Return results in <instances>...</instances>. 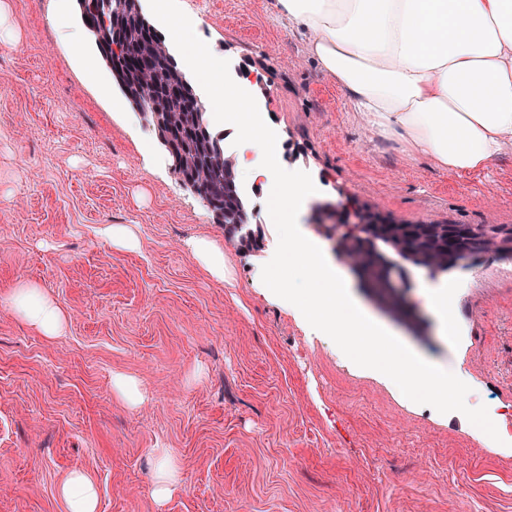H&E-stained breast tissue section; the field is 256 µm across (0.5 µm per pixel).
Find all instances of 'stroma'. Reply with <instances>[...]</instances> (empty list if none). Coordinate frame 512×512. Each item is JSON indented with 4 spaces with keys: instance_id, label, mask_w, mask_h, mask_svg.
I'll use <instances>...</instances> for the list:
<instances>
[{
    "instance_id": "1",
    "label": "stroma",
    "mask_w": 512,
    "mask_h": 512,
    "mask_svg": "<svg viewBox=\"0 0 512 512\" xmlns=\"http://www.w3.org/2000/svg\"><path fill=\"white\" fill-rule=\"evenodd\" d=\"M274 0H171L212 45L227 77L256 75L251 96L278 135L281 165L317 184L338 212L408 224L512 226V153L473 175L439 171L369 131L346 92L278 18ZM60 0H0L17 34L0 40V512H68L74 471L98 512H512V446L469 416L397 388L385 364L335 339L254 285L281 269L269 190L248 195L243 246L171 169L153 126L114 81L90 33L67 35ZM134 226L139 246L105 227ZM302 228L343 273L333 246L353 224ZM214 240L234 287L205 277L185 242ZM455 335L432 320L390 328L438 357L454 351L474 394L512 403V258L446 274ZM66 312L48 338L13 312L19 281ZM134 377L130 405L113 388ZM180 471L151 494L152 449ZM60 494L65 499L69 512L98 510L97 489L92 480L83 473H72L61 484Z\"/></svg>"
}]
</instances>
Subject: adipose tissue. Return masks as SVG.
<instances>
[{
  "mask_svg": "<svg viewBox=\"0 0 512 512\" xmlns=\"http://www.w3.org/2000/svg\"><path fill=\"white\" fill-rule=\"evenodd\" d=\"M278 16L308 35V53L349 96L370 131L397 136L408 156L428 158L451 174L475 173L512 152V0H274ZM209 112L222 113L235 134L241 180L278 190L284 273L260 265L256 278L273 297L336 337L348 352L375 319L352 299L322 249L304 238L296 218L319 198L318 187L288 170L270 167L269 126L244 110L236 88L211 76ZM186 247L201 272L232 285L223 248L207 238ZM11 305L47 337L59 335L65 312L39 288L21 281ZM372 353L393 378L440 404L468 405V374L459 358L404 352L387 338Z\"/></svg>",
  "mask_w": 512,
  "mask_h": 512,
  "instance_id": "adipose-tissue-1",
  "label": "adipose tissue"
}]
</instances>
